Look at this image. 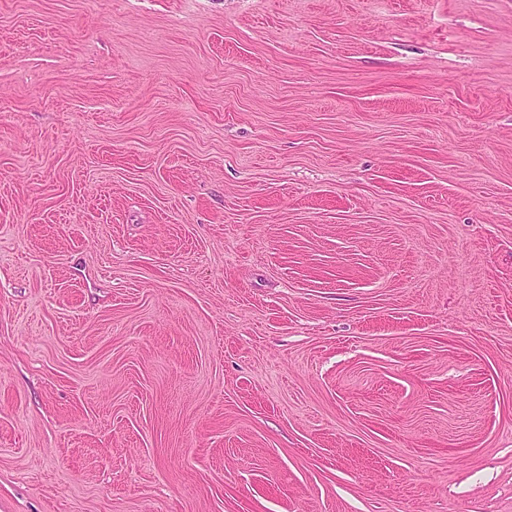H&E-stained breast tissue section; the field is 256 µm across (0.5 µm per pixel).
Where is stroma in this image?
<instances>
[{
  "mask_svg": "<svg viewBox=\"0 0 512 512\" xmlns=\"http://www.w3.org/2000/svg\"><path fill=\"white\" fill-rule=\"evenodd\" d=\"M0 512H512V0H0Z\"/></svg>",
  "mask_w": 512,
  "mask_h": 512,
  "instance_id": "stroma-1",
  "label": "stroma"
}]
</instances>
